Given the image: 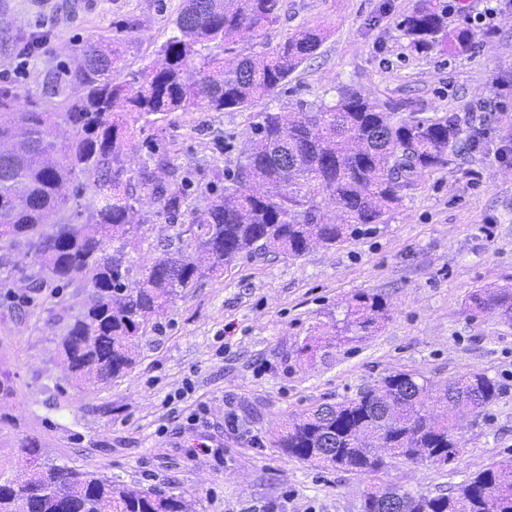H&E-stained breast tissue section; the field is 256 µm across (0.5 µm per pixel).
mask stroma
Masks as SVG:
<instances>
[{
	"instance_id": "35a3bbf8",
	"label": "stroma",
	"mask_w": 512,
	"mask_h": 512,
	"mask_svg": "<svg viewBox=\"0 0 512 512\" xmlns=\"http://www.w3.org/2000/svg\"><path fill=\"white\" fill-rule=\"evenodd\" d=\"M449 30L471 26L469 52H416L401 22L419 0H281L263 42L324 29L316 54L283 83L273 107L316 100L346 84L400 116L457 115L465 132L445 167L417 174L383 223L305 255L240 257L169 304L137 340L135 363L92 387L69 380L59 343L88 290L46 280L21 250H0V372L15 392L0 411V483L25 468L22 438L40 459L128 485L184 493L197 512H361L364 477L288 456L273 441L289 414L339 402L395 372L440 386L477 372L500 393L462 419L465 451L452 468L391 460L384 484L434 496L512 456V322L473 315L468 296L512 281V18L480 22L484 0H437ZM183 0H0V90L52 112L44 73L76 48L112 37L123 76L152 65ZM137 20V30L121 24ZM257 102L241 112L174 113L146 128L175 163L235 169ZM145 233L130 255L151 265L186 246L189 215L142 206ZM384 298L375 331L340 342L354 295ZM194 390L175 393L185 380ZM209 452H199L200 444Z\"/></svg>"
}]
</instances>
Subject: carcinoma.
Here are the masks:
<instances>
[{
    "label": "carcinoma",
    "mask_w": 512,
    "mask_h": 512,
    "mask_svg": "<svg viewBox=\"0 0 512 512\" xmlns=\"http://www.w3.org/2000/svg\"><path fill=\"white\" fill-rule=\"evenodd\" d=\"M279 12L280 0H183L151 69L129 80L117 76L119 43L102 39L77 50L73 65L44 73L43 96L60 100L66 111L30 107L0 92V248L23 246L50 280L89 288L86 312L62 342L61 365L70 378L103 383L125 374L139 331L185 289L258 250L300 257L317 244L342 243L358 225L379 223L415 174L448 163L463 132L457 116L399 118L342 85L330 101L300 100L288 112L257 113L243 160L232 172L214 167L209 203L195 205L191 172L153 141H137L142 128L135 124L174 112H234L271 97L320 47L324 31L306 27L268 51L242 52L231 64L224 63V42L251 44L278 22ZM402 25L419 50L449 42L466 53L474 39L467 27L448 34L433 0H421ZM60 119L71 129L65 143L55 135ZM144 146L146 161L135 171L127 162ZM79 178L93 188L91 224L61 216L66 185ZM141 190L159 214L189 210L187 247L196 256L167 252L133 280L125 248L141 227ZM333 206L342 214L338 223L327 216ZM357 301L342 331L367 334L386 318L387 305L375 296ZM468 301L476 314L512 321V285L476 288ZM497 396V384L483 373L460 376L432 399L428 381L391 373L354 398L289 415L275 446L374 481L391 458L457 460L465 447L459 416L480 415ZM429 399L439 413L431 414ZM19 447L26 468L15 490L0 493V512H195L181 493L35 465V441L26 437ZM390 495L402 500L403 512H512V458L432 497L373 484L362 512H382Z\"/></svg>",
    "instance_id": "1"
}]
</instances>
